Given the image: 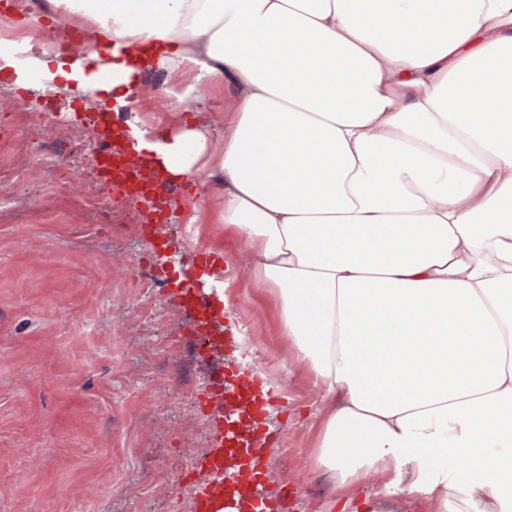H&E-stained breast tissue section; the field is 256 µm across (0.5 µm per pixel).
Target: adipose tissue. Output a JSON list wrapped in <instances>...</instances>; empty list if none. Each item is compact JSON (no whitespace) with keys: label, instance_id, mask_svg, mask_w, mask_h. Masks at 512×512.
<instances>
[{"label":"adipose tissue","instance_id":"ef3b65f1","mask_svg":"<svg viewBox=\"0 0 512 512\" xmlns=\"http://www.w3.org/2000/svg\"><path fill=\"white\" fill-rule=\"evenodd\" d=\"M49 15L96 45H41L53 86L119 109L146 71L238 89L219 144L192 123L130 145L223 184L326 401L315 465L342 488L381 474L363 512L382 495L512 512V0H47L24 23Z\"/></svg>","mask_w":512,"mask_h":512}]
</instances>
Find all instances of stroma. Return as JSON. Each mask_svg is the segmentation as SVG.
Masks as SVG:
<instances>
[{"mask_svg": "<svg viewBox=\"0 0 512 512\" xmlns=\"http://www.w3.org/2000/svg\"><path fill=\"white\" fill-rule=\"evenodd\" d=\"M24 86L0 77V512H194L191 464L210 446L212 422L199 400L205 380L228 365L276 396L263 430L273 444L264 486L273 512H324L328 499L360 501L371 475L346 488L314 465L323 401L296 355L279 301L258 287L240 235L219 219V191L201 173L175 181L165 223L141 211L101 207L95 166L74 159L92 148L83 122L99 94L70 88L43 95L46 81L22 59ZM131 113L150 140L196 115L212 141L235 108L232 86L201 82L196 71L145 72ZM198 86L186 107L157 103L146 90ZM65 112L45 129L48 150L29 145L44 113ZM196 197L184 209L185 192ZM221 254L208 267L210 290L234 304L224 354L199 353L183 306L180 268L196 249Z\"/></svg>", "mask_w": 512, "mask_h": 512, "instance_id": "obj_1", "label": "stroma"}]
</instances>
